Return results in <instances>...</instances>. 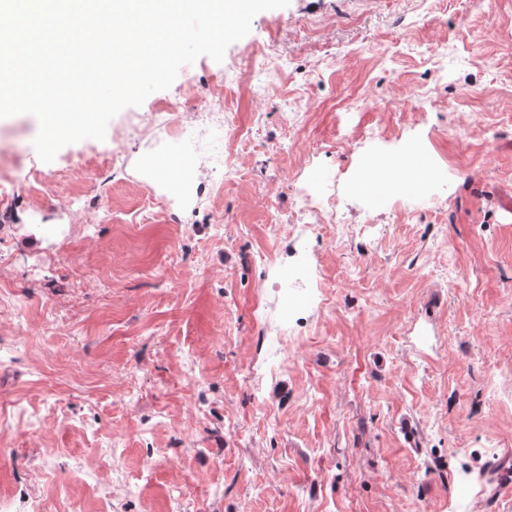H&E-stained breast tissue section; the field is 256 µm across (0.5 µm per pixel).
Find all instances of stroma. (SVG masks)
Masks as SVG:
<instances>
[{"label": "stroma", "mask_w": 512, "mask_h": 512, "mask_svg": "<svg viewBox=\"0 0 512 512\" xmlns=\"http://www.w3.org/2000/svg\"><path fill=\"white\" fill-rule=\"evenodd\" d=\"M38 130L0 119V512H512V0H291L105 140Z\"/></svg>", "instance_id": "stroma-1"}]
</instances>
